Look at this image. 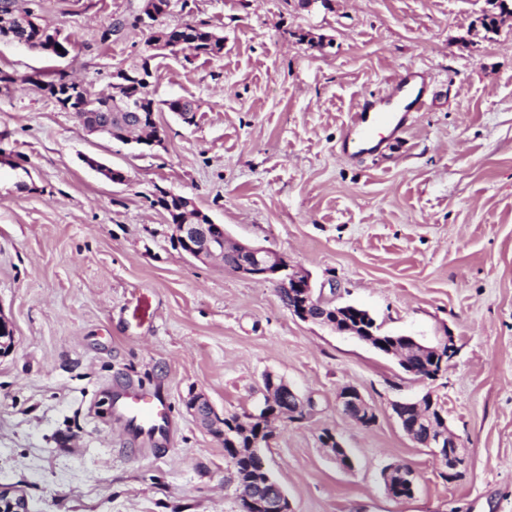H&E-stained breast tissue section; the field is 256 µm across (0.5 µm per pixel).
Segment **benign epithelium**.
<instances>
[{
  "label": "benign epithelium",
  "instance_id": "benign-epithelium-1",
  "mask_svg": "<svg viewBox=\"0 0 512 512\" xmlns=\"http://www.w3.org/2000/svg\"><path fill=\"white\" fill-rule=\"evenodd\" d=\"M32 27L39 31V36L49 46L58 41L59 33L55 28L44 25L34 12L22 14ZM129 73L119 71L113 74L110 96L122 102L119 112L126 115V121L132 126L143 123L140 115L142 100L125 94L126 78ZM96 103H88L80 112L73 113L74 119L89 133H107V129L91 123L94 116L90 110ZM167 195L176 199L179 211L183 213V221L170 224L172 237L181 251L201 262L214 259H224L233 255L236 263L232 270L242 276L258 281L277 282L288 288V310L304 322H313L339 333H347L371 348L382 351L398 361L405 360L406 350L398 347L382 346L383 337L377 332V324L370 313L351 304L326 302L323 295L315 293L311 279L295 271L288 261L278 252L251 242L233 241L224 229V225L215 223L211 218H203L192 197L187 194L167 191ZM457 352L454 340L447 338L435 347L421 346V359L431 356V361L439 365V369L447 367ZM264 381L269 387L264 406L256 413H248L243 418L245 422L277 419L298 418L305 414L310 401L300 396L284 379L268 373ZM337 403L344 414L362 426L375 422L376 416L361 392L354 386H346L337 395ZM441 402L430 393L415 401L397 402L394 404L398 422L415 443L432 450L437 459L443 462L445 475L452 478L460 474L465 465L464 448L459 438L452 433L447 425L435 428L423 422V419L439 411ZM410 407L414 410L416 420L405 422L402 411ZM194 416L210 431L215 430L216 415L209 401L202 395L196 396L190 403ZM323 444L329 448L336 461L345 467L351 466V460L343 444L335 437L326 435ZM386 493L392 498H398L402 490L414 489L416 485L415 472L403 465L387 468L383 473ZM265 494L258 501L260 512H292L291 503L281 488L266 477L263 484ZM0 512H28L27 501L24 497L13 494L8 488L0 487Z\"/></svg>",
  "mask_w": 512,
  "mask_h": 512
}]
</instances>
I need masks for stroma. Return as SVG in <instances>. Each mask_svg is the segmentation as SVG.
<instances>
[{"label": "stroma", "instance_id": "1", "mask_svg": "<svg viewBox=\"0 0 512 512\" xmlns=\"http://www.w3.org/2000/svg\"><path fill=\"white\" fill-rule=\"evenodd\" d=\"M18 3L76 45L51 60L0 43V315L14 328L0 355V485L28 512H242L224 440L187 402L204 394L220 417L258 411L273 373L311 401L261 452L293 512H512V15L488 32L486 0H172L168 26L223 36L211 58L153 55L130 23L142 0ZM145 62L156 100L198 111L190 125L159 113L164 144L141 153L87 133L28 83L62 70L106 92L114 72ZM409 67L425 75V107L378 151L343 155L357 101ZM159 186L279 251L383 332L453 337L455 357L419 382L292 315L277 283L182 255L153 204ZM120 377L168 393L165 458L108 439L93 403ZM348 385L372 406L371 426L338 406ZM428 391L466 449L453 480L393 411ZM393 464L415 471L413 497L385 492Z\"/></svg>", "mask_w": 512, "mask_h": 512}]
</instances>
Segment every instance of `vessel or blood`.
Returning a JSON list of instances; mask_svg holds the SVG:
<instances>
[{
	"instance_id": "obj_1",
	"label": "vessel or blood",
	"mask_w": 512,
	"mask_h": 512,
	"mask_svg": "<svg viewBox=\"0 0 512 512\" xmlns=\"http://www.w3.org/2000/svg\"><path fill=\"white\" fill-rule=\"evenodd\" d=\"M390 87L387 97L359 100L341 146L343 154L355 158L375 152L383 142L382 132L400 133L409 113L426 102L427 86L418 72L396 75ZM106 414L119 446L156 459L167 455L174 423L164 391H147L130 380L115 383L109 390Z\"/></svg>"
}]
</instances>
